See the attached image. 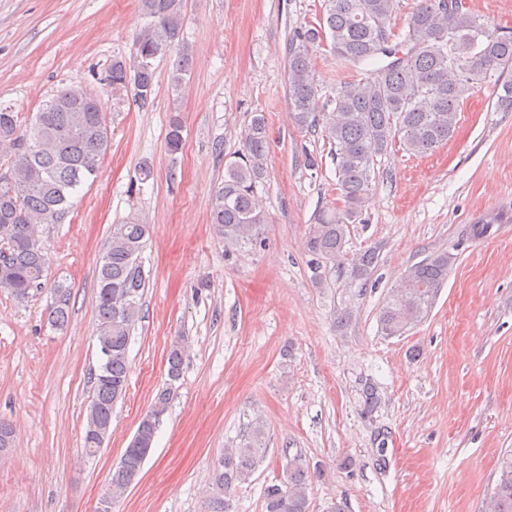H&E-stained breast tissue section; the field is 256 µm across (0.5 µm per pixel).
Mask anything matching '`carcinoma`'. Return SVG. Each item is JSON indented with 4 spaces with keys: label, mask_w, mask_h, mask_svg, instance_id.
Masks as SVG:
<instances>
[{
    "label": "carcinoma",
    "mask_w": 512,
    "mask_h": 512,
    "mask_svg": "<svg viewBox=\"0 0 512 512\" xmlns=\"http://www.w3.org/2000/svg\"><path fill=\"white\" fill-rule=\"evenodd\" d=\"M147 24L134 42L133 64L112 63L106 81L115 92L136 88L141 105L153 93V61L176 53L174 84L187 72L185 48L179 46L184 0H140ZM397 0H323L319 23L298 30L290 42L288 97L295 125L306 131L323 129L333 147L338 204L314 216L305 241L308 253L326 263L341 261L353 283L368 284L378 255L370 248L349 254L350 225L370 201L377 157L393 145L414 156L425 155L453 136L462 101L478 88L496 90L498 106L512 110V30L497 27L473 14L465 2L452 7L441 0H420L406 19L403 39H392ZM330 40L342 65L366 66L362 77L345 84L331 114L313 111L318 96L312 49ZM111 144V133L99 95L57 91L27 127L18 113L0 109V149L12 178L0 179V288L19 301L42 290L46 270L44 248L34 233L37 224H62L75 195L97 177ZM183 146V122L168 121L166 148L172 155ZM269 135L265 118L255 115L241 136L237 160L211 198L214 230L232 245L257 242L266 217L254 194L266 177ZM149 225L126 221L112 225L96 280L98 346L110 356L91 373L93 400L86 418L83 449L95 455L101 444L91 436L95 422L112 425V411L125 394L129 375L128 349L140 318L147 283L142 254ZM453 263L447 252L411 266L391 291L378 314L381 333L403 336L424 320L448 280ZM71 287L61 281L53 288L48 321L62 327L68 320ZM183 347L174 341L167 354L168 376H180ZM163 389L142 416L119 466L112 474V492L123 494L150 455L156 431L169 407ZM266 453L265 425L259 418L239 442L224 449L211 489L215 499L251 478ZM310 467L301 454L289 458L283 481L263 488L265 512H308ZM488 512H512V452L502 456L499 475L489 493Z\"/></svg>",
    "instance_id": "1"
}]
</instances>
